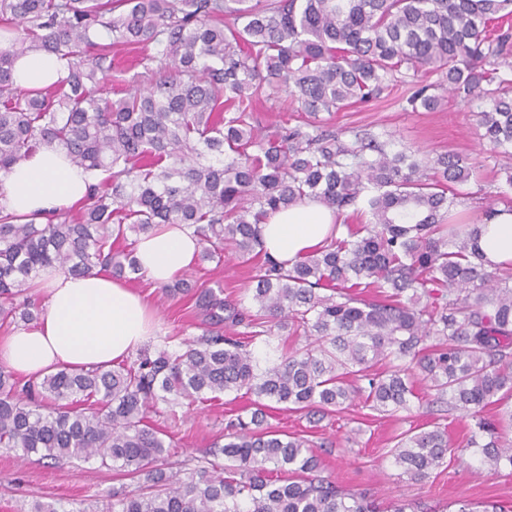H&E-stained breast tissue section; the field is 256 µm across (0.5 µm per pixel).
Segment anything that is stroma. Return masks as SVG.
<instances>
[{
  "label": "stroma",
  "instance_id": "obj_1",
  "mask_svg": "<svg viewBox=\"0 0 512 512\" xmlns=\"http://www.w3.org/2000/svg\"><path fill=\"white\" fill-rule=\"evenodd\" d=\"M406 94L403 86L388 89L376 100L336 113L334 126L349 131L369 130L381 139L391 140L397 149L466 157L474 174L468 182L456 185L455 190L474 220H482L491 196L501 192L512 199V187L503 170L505 160L490 150L476 122L481 102L464 104L449 96L437 111L414 112L405 102ZM255 273V262L242 261L228 252L223 265L198 263L185 276L203 287L223 285L225 298L247 306L251 303ZM134 288L159 320V331L147 344L149 350L160 349L164 338L176 333L186 337L201 334V315L193 300L168 298L161 286L145 279L135 283ZM246 404V399L233 401L225 395L184 411L174 423L166 420V405H158L152 419L167 429L173 441L164 461L166 470H177L180 461L220 439L227 421ZM433 422L446 426L448 440L459 453L446 458L428 479L409 480L394 466L389 451L400 432L414 427L424 429ZM271 423L309 439L327 474L354 490L367 488L383 499L416 498L434 510L458 500L512 501V473L504 469L495 474L479 466L477 450L469 445L472 421L457 412H430L415 406L408 412L367 419L355 410L314 423L280 413ZM133 487L129 479L93 461L75 467L51 465L0 448V512H31L38 501L64 505L68 512H91L105 504L112 491Z\"/></svg>",
  "mask_w": 512,
  "mask_h": 512
}]
</instances>
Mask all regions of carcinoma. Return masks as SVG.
Masks as SVG:
<instances>
[{
	"mask_svg": "<svg viewBox=\"0 0 512 512\" xmlns=\"http://www.w3.org/2000/svg\"><path fill=\"white\" fill-rule=\"evenodd\" d=\"M511 16L512 0H0V175L58 144L90 176L75 212L22 220L0 207L1 325L38 318L32 281L44 267L139 278L128 233L159 224L192 229L203 261L223 262L226 245L263 257L249 307L184 278L165 285L195 296L205 328L192 340L41 379L0 366V448L94 460L136 482L106 512H418L413 499L381 508L323 475L309 440L268 418L408 410L421 384L427 404L471 418L481 465L512 468V267H485L477 226L457 209L452 186L472 167L394 151L370 132L344 139L319 119L396 85L412 89L411 110L433 112L442 96L431 90L446 81L484 103L482 137L511 159ZM127 45L144 48L142 71L112 72V49ZM32 52L56 56L67 77L17 91L14 65ZM282 86L313 120L263 133L255 106ZM306 199L365 221L285 266L260 225ZM285 329L306 344L257 372L250 346ZM232 392L250 406L224 444L175 472L157 466L173 447L150 420L158 403L174 421ZM452 452L437 426L401 433L390 456L422 481Z\"/></svg>",
	"mask_w": 512,
	"mask_h": 512,
	"instance_id": "1",
	"label": "carcinoma"
}]
</instances>
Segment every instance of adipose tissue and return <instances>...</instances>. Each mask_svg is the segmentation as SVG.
<instances>
[{"instance_id": "obj_1", "label": "adipose tissue", "mask_w": 512, "mask_h": 512, "mask_svg": "<svg viewBox=\"0 0 512 512\" xmlns=\"http://www.w3.org/2000/svg\"><path fill=\"white\" fill-rule=\"evenodd\" d=\"M66 75L53 56L32 53L17 61L13 80L17 88L28 90ZM88 183V175L70 163L62 147L45 146L14 165L0 184V206L18 216L62 209L81 202ZM339 221L335 210L313 201L288 208L262 225L264 248L277 262L294 261L322 246ZM479 247L487 268L512 266V212L498 208L481 224ZM200 249L190 230L165 224L139 237L135 257L142 273L162 285L193 266ZM33 286L46 295L38 320L0 338V363L25 376L112 364L143 348L157 330L153 312L123 280L48 267Z\"/></svg>"}]
</instances>
